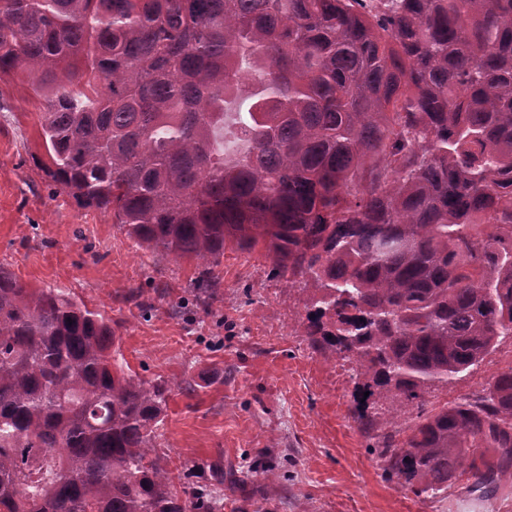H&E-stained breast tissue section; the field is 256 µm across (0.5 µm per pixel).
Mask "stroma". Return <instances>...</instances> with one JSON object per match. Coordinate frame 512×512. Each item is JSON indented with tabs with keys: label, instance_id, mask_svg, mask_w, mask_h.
I'll list each match as a JSON object with an SVG mask.
<instances>
[{
	"label": "stroma",
	"instance_id": "1",
	"mask_svg": "<svg viewBox=\"0 0 512 512\" xmlns=\"http://www.w3.org/2000/svg\"><path fill=\"white\" fill-rule=\"evenodd\" d=\"M42 104L26 76L0 80V268L31 288H59L111 319L132 372L172 386L156 439L174 491L209 489L220 460L234 483L220 512H512V474L489 499L449 489L418 496L388 478L377 436L353 413L365 379L349 359L326 361L297 330L300 284L271 275L263 249L226 247L213 294L194 281L202 260L148 249L84 208L47 177ZM512 367V337L422 404L404 422L487 390ZM287 463L267 484L259 458Z\"/></svg>",
	"mask_w": 512,
	"mask_h": 512
}]
</instances>
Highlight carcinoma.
Here are the masks:
<instances>
[{
  "mask_svg": "<svg viewBox=\"0 0 512 512\" xmlns=\"http://www.w3.org/2000/svg\"><path fill=\"white\" fill-rule=\"evenodd\" d=\"M20 73L53 182L176 258L264 248L310 346L391 398L512 336V0H0ZM170 392L112 320L0 269V512H215L156 454ZM408 430L389 477L496 492L512 367Z\"/></svg>",
  "mask_w": 512,
  "mask_h": 512,
  "instance_id": "carcinoma-1",
  "label": "carcinoma"
}]
</instances>
